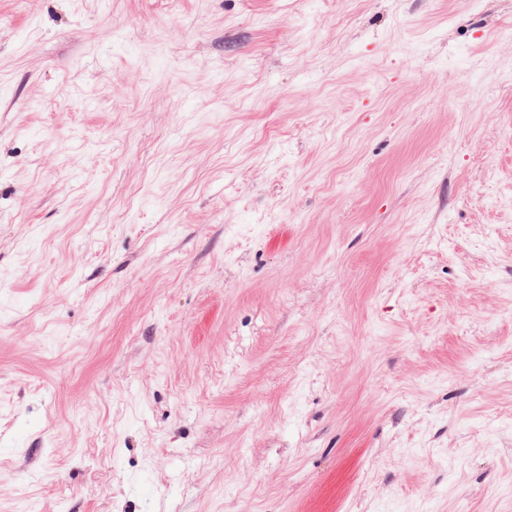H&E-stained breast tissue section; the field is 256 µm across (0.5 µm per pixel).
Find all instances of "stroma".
<instances>
[{
    "label": "stroma",
    "mask_w": 512,
    "mask_h": 512,
    "mask_svg": "<svg viewBox=\"0 0 512 512\" xmlns=\"http://www.w3.org/2000/svg\"><path fill=\"white\" fill-rule=\"evenodd\" d=\"M0 512H512V0H0Z\"/></svg>",
    "instance_id": "1"
}]
</instances>
